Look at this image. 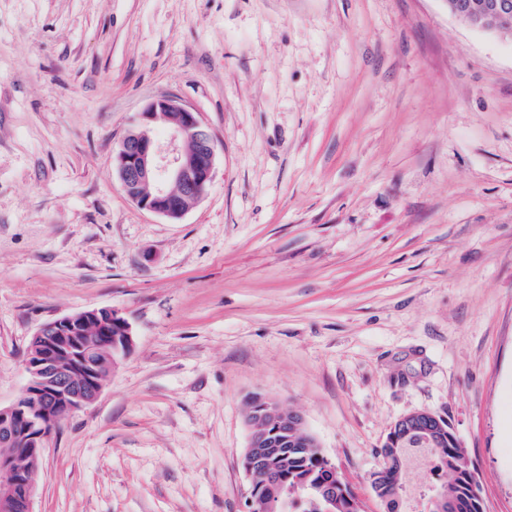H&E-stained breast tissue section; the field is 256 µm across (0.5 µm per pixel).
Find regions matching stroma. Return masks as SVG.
Here are the masks:
<instances>
[{"label":"stroma","instance_id":"1","mask_svg":"<svg viewBox=\"0 0 512 512\" xmlns=\"http://www.w3.org/2000/svg\"><path fill=\"white\" fill-rule=\"evenodd\" d=\"M161 96L218 143L176 222L112 168ZM102 307L134 347L52 435L33 512H244L256 395L364 512L422 410L512 512V43L443 0H0V405L42 323ZM442 482L406 470L402 512ZM421 417L432 418L436 422L435 426L433 428H420L418 420ZM397 422L399 433L397 437H393L396 443L412 442L421 438L426 443L435 444L441 440V435L445 430L437 417L427 411L403 416Z\"/></svg>","mask_w":512,"mask_h":512}]
</instances>
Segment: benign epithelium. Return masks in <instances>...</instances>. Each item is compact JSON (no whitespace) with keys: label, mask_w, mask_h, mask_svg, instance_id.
<instances>
[{"label":"benign epithelium","mask_w":512,"mask_h":512,"mask_svg":"<svg viewBox=\"0 0 512 512\" xmlns=\"http://www.w3.org/2000/svg\"><path fill=\"white\" fill-rule=\"evenodd\" d=\"M448 11L472 26L512 41V0H446ZM164 126L167 137L155 136ZM217 141L199 114L175 97L149 102L132 121L113 162L126 196L139 208L170 221L181 219L207 192L213 180ZM114 334L87 336L89 325ZM129 321L110 307L84 310L43 324L32 336L24 363L26 384L19 399L0 407V512H32L35 482L17 487L21 452L34 449L44 455L51 435L61 421L95 401L112 367L133 348ZM424 411L398 420L395 442L418 438L435 444L444 427L436 423L421 428ZM248 445L243 456L246 475L270 462L274 443L266 432L248 425Z\"/></svg>","instance_id":"1"}]
</instances>
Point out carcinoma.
Returning <instances> with one entry per match:
<instances>
[{
  "mask_svg": "<svg viewBox=\"0 0 512 512\" xmlns=\"http://www.w3.org/2000/svg\"><path fill=\"white\" fill-rule=\"evenodd\" d=\"M275 412L277 403L253 398L248 403L247 418L264 423L268 437L278 439L282 433L272 417ZM307 436L309 432L302 427L288 428V451L272 460L278 483H270L267 472L258 470L251 475L250 490L272 502L286 488L296 512H363L358 498L327 456L316 448L303 446ZM415 452L429 454L447 476L429 512H483L474 469L455 437L430 447L415 441L403 449L402 460L383 461L384 476L377 496H402V476Z\"/></svg>",
  "mask_w": 512,
  "mask_h": 512,
  "instance_id": "1",
  "label": "carcinoma"
}]
</instances>
